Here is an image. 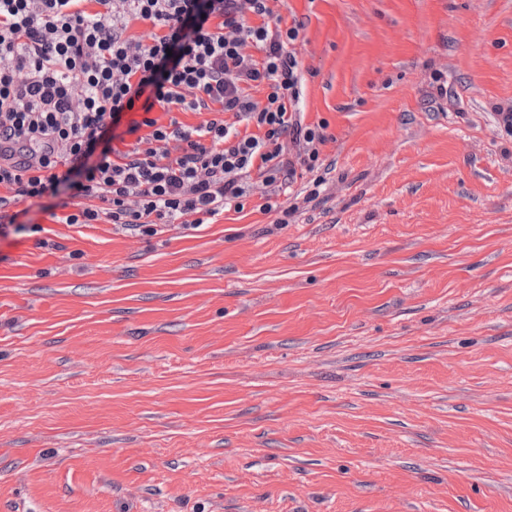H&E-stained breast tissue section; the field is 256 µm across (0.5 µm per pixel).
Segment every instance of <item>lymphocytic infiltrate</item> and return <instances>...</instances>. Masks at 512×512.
<instances>
[{
  "label": "lymphocytic infiltrate",
  "mask_w": 512,
  "mask_h": 512,
  "mask_svg": "<svg viewBox=\"0 0 512 512\" xmlns=\"http://www.w3.org/2000/svg\"><path fill=\"white\" fill-rule=\"evenodd\" d=\"M133 20L155 27L150 42L127 37ZM302 28L279 0H0V224H15L12 205L63 194L77 210L62 223L145 237L243 212L256 191L260 212H283L328 140L304 121ZM137 107L148 134L105 146ZM157 107L204 120L163 125Z\"/></svg>",
  "instance_id": "obj_1"
}]
</instances>
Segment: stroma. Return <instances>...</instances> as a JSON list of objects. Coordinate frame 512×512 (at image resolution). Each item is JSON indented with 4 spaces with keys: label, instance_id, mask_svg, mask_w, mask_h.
<instances>
[{
    "label": "stroma",
    "instance_id": "1",
    "mask_svg": "<svg viewBox=\"0 0 512 512\" xmlns=\"http://www.w3.org/2000/svg\"><path fill=\"white\" fill-rule=\"evenodd\" d=\"M281 14L328 135L287 223L17 204L0 512H512V0Z\"/></svg>",
    "mask_w": 512,
    "mask_h": 512
}]
</instances>
